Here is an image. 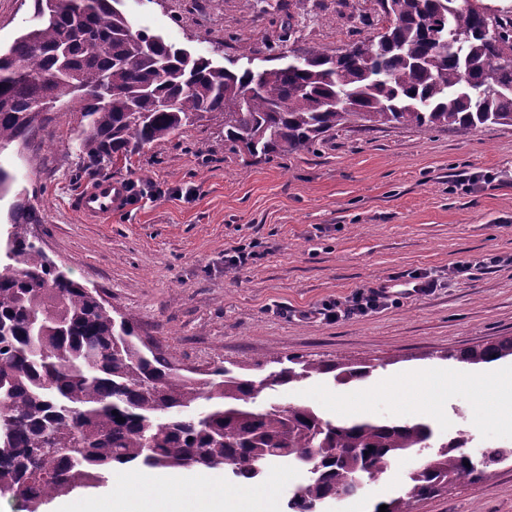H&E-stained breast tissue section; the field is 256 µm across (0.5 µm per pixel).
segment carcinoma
<instances>
[{
  "label": "carcinoma",
  "instance_id": "1",
  "mask_svg": "<svg viewBox=\"0 0 512 512\" xmlns=\"http://www.w3.org/2000/svg\"><path fill=\"white\" fill-rule=\"evenodd\" d=\"M377 2L387 25L350 41L345 58L309 46L255 72L129 33L120 0H35L37 23L0 51V152L29 143L63 101L81 116L76 151L86 168L130 157L213 112L224 115L229 151L266 160L309 151L344 124L512 126V6L481 5L496 18L492 28L470 0ZM161 100L174 109L159 108ZM41 220L18 193L0 228V495L21 512L94 487L114 466L230 465L249 479L287 461L310 470L288 512H320L353 491L355 475L383 473L405 453L424 454L410 476L423 496L487 481L512 456L487 448L475 465L462 451L463 430L436 446L424 419L336 424L310 406L267 399L319 374L363 381L374 368L367 359L276 356L279 368L259 381L222 364L204 373L179 367L146 345L134 317L112 314L51 265L26 231ZM508 356L512 337L444 354L472 365ZM199 400L207 408L197 413ZM382 505L412 512L408 497L381 500L373 512Z\"/></svg>",
  "mask_w": 512,
  "mask_h": 512
}]
</instances>
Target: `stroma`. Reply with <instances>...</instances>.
Masks as SVG:
<instances>
[{"label": "stroma", "instance_id": "obj_1", "mask_svg": "<svg viewBox=\"0 0 512 512\" xmlns=\"http://www.w3.org/2000/svg\"><path fill=\"white\" fill-rule=\"evenodd\" d=\"M134 28L211 58L247 55L261 69L271 48L338 49L385 23L376 0H124ZM34 0H0V47L32 25ZM224 117L212 114L100 172L83 169L74 149L77 114L58 109L28 145L0 153L42 221L29 225L44 251L96 290L114 310L133 315L143 339L183 367L207 371L228 361L264 376L255 361L272 355L368 359L371 381L414 372L481 377L487 365L444 359L446 351L512 336V127L469 133L400 124L337 127L321 145L269 161L224 148ZM129 183L133 200L108 224H92L74 197L96 179ZM241 266L225 263L236 248ZM470 267L467 275L455 266ZM420 275L432 287L410 294ZM380 285L392 293L360 315L323 316ZM325 375L273 391L325 418L328 399L355 392ZM433 415L413 399L375 393L367 419H425L436 438L467 431L466 451L512 448V423L490 424L473 394L448 388ZM420 455L399 456L359 492L328 512H372L405 495ZM284 481L269 485V474ZM306 469L280 461L248 487L268 493L270 512L307 482ZM235 498L246 485L226 474ZM413 512H512V460L491 480L458 482L413 500Z\"/></svg>", "mask_w": 512, "mask_h": 512}]
</instances>
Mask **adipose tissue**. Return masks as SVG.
Returning a JSON list of instances; mask_svg holds the SVG:
<instances>
[{"label":"adipose tissue","mask_w":512,"mask_h":512,"mask_svg":"<svg viewBox=\"0 0 512 512\" xmlns=\"http://www.w3.org/2000/svg\"><path fill=\"white\" fill-rule=\"evenodd\" d=\"M458 388L480 392L479 407L494 417L512 415V370L494 371L489 378H466ZM113 494H99L74 504L58 502L53 512H227L224 478L209 476L198 488L187 487L180 474L120 472L112 477Z\"/></svg>","instance_id":"obj_1"}]
</instances>
